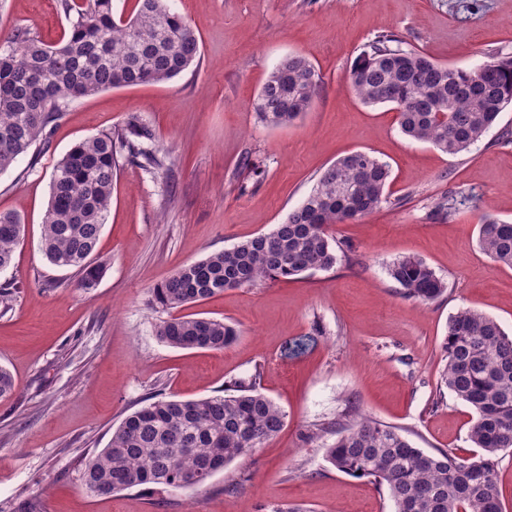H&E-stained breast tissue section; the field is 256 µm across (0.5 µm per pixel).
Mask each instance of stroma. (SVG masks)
<instances>
[{"label": "stroma", "instance_id": "1", "mask_svg": "<svg viewBox=\"0 0 512 512\" xmlns=\"http://www.w3.org/2000/svg\"><path fill=\"white\" fill-rule=\"evenodd\" d=\"M196 30L197 67L162 83L110 89L71 102L37 145L0 174V212L19 213L25 236L0 272V366L15 390L0 399V512H394L368 479L325 459L333 435L306 434L348 406L397 427L416 447L470 458L473 410L440 392L448 319L472 308L512 336V268L479 249L478 222L512 221V105L469 151L442 153L403 135L387 105L349 86L355 58L379 35L473 69L512 56V0H171ZM69 26L61 0H0V38L26 29L45 43ZM299 54L322 84L293 125L269 127L254 101L270 71ZM139 114L154 129L163 168L121 167L96 256L94 288L47 262L42 224L57 160L76 142ZM354 150L391 170L389 201L330 233L337 261L283 280L224 291L194 310L240 332L224 350L161 342L169 316L153 290L186 263L269 232L320 173ZM251 169H241L243 158ZM467 200L434 213L448 193ZM425 261L447 285L436 301L405 299L388 274L396 258ZM260 372V390L285 412L282 431L249 457L185 491L139 486L107 497L86 490L85 457L148 397L198 399Z\"/></svg>", "mask_w": 512, "mask_h": 512}]
</instances>
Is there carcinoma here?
<instances>
[{"label":"carcinoma","mask_w":512,"mask_h":512,"mask_svg":"<svg viewBox=\"0 0 512 512\" xmlns=\"http://www.w3.org/2000/svg\"><path fill=\"white\" fill-rule=\"evenodd\" d=\"M64 10L76 11V18L59 43L19 31L0 44V173L42 140L71 101L165 82L200 61L195 30L168 0H137L136 12L118 19L112 0H64ZM349 82L362 103L393 106L404 135L456 155L481 140L512 104V57L491 54L476 69L454 68L405 50L396 35L386 34L356 58ZM320 84L311 62L287 56L267 76L254 110L268 126L290 125L311 109ZM155 141L153 128L132 113L120 128L75 143L53 167L42 253L50 264L76 270L83 288L94 287L103 273L94 253L118 168L124 160L149 171L162 168ZM388 178L387 164L365 151L339 158L284 223L184 265L153 290L155 301L181 309L228 289L332 267L337 255L330 228L388 202ZM466 200L450 194L435 209L450 218ZM23 231L18 216L0 213L1 272L10 267ZM478 246L512 268V223L482 217ZM389 274L410 300L430 302L446 292L445 282L414 256L394 260ZM156 335L174 348L222 350L236 330L187 314L160 321ZM442 348L441 385L474 409L468 439L482 450L478 458L427 452L399 429L354 410L320 428L336 434L326 460L347 476L373 480L396 512H503L499 453L512 449V336L492 317L465 308L448 320ZM259 378L257 370L249 383L235 381L222 395L158 398L130 413L108 446L85 463V488L97 496L145 485L183 490L255 452L285 420L258 390Z\"/></svg>","instance_id":"cac0c4a2"}]
</instances>
